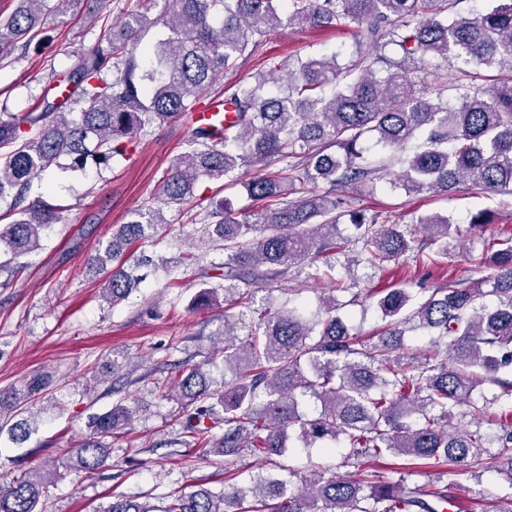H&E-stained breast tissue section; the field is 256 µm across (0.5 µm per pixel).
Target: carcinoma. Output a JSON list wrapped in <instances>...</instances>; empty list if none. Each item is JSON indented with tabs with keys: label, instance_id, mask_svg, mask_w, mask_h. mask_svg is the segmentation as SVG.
Here are the masks:
<instances>
[{
	"label": "carcinoma",
	"instance_id": "1",
	"mask_svg": "<svg viewBox=\"0 0 512 512\" xmlns=\"http://www.w3.org/2000/svg\"><path fill=\"white\" fill-rule=\"evenodd\" d=\"M0 16V59L20 47L49 11V0H18ZM172 0L159 24L166 36L139 47L143 16L132 12L119 33L98 38L73 67L53 74L68 89L21 115H0V200L18 219L0 224V247L18 275L21 258L40 249L62 209L29 198L32 178L70 160L107 165L126 157L144 127L190 111L216 78L258 51L262 38L284 25L355 24V50L297 57L283 74H260L227 89L234 112L224 126L191 131V150L178 157L163 193L193 199L202 178L221 181L258 165L244 183L258 208L236 214L224 202L201 214L207 234L224 244V347L217 351L231 379L216 383L202 366L176 375L185 401L183 443L232 455L287 454L298 448L344 451L362 467L392 461L360 477L320 474L299 488L288 477L252 475L214 492L200 488L171 496L162 508L114 497L101 512H439L459 477L483 461L480 430L453 425L460 408L499 425L495 467L512 483V235L466 252L470 275L438 288L370 291L385 325L373 337L337 314L334 295L311 316L297 308L269 310L246 321L255 294L290 279L292 268L351 252L350 262L373 268L409 255L434 266L464 248L452 218L422 214L417 241L409 225L366 210H342L341 193L382 178L368 156L367 138L400 164L390 188L407 196L477 191L512 195V0H495L478 14H448L450 0ZM501 74L486 88L456 85L451 105L429 93L448 61ZM353 236L337 232L341 219ZM165 223L161 210L133 213L112 242L89 259V271L112 273L103 296L116 304L140 281L127 252L149 242L146 229ZM245 289L237 288V283ZM492 298L486 302V298ZM248 329L240 342L234 328ZM422 330L427 349L410 354L404 336ZM46 387L41 376L0 388V431L21 443L39 427L27 406ZM121 401L92 417L94 437L72 465L95 474L111 455L107 439L130 425ZM224 427L221 434L213 429ZM442 466L444 485L426 492L406 486L405 468ZM59 476L44 463L0 484V512H42L46 484Z\"/></svg>",
	"mask_w": 512,
	"mask_h": 512
}]
</instances>
